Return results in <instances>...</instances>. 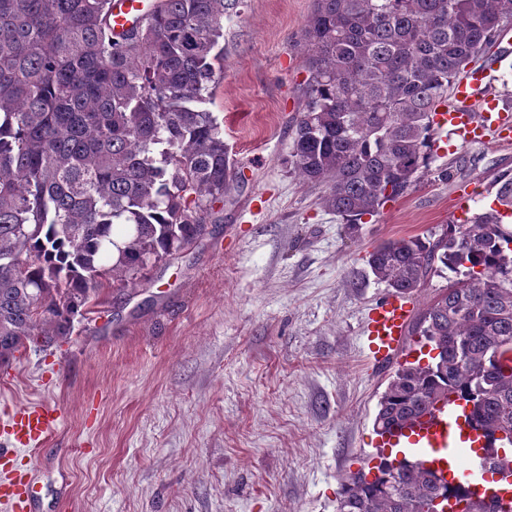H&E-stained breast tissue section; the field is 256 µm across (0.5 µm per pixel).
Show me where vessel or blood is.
Returning a JSON list of instances; mask_svg holds the SVG:
<instances>
[{
	"label": "vessel or blood",
	"instance_id": "obj_1",
	"mask_svg": "<svg viewBox=\"0 0 512 512\" xmlns=\"http://www.w3.org/2000/svg\"><path fill=\"white\" fill-rule=\"evenodd\" d=\"M154 0H111L112 29L122 32L132 22L145 15ZM487 77L485 68L472 69L457 81L453 101L439 109L434 121L448 128L463 141L497 140L512 142V110L501 106L496 99L480 96ZM415 304L412 298L398 293L385 297L369 312L366 324L365 352L377 365L388 363L406 337ZM58 417L54 410L32 405L16 410L8 434L14 445L37 447L54 430ZM466 425L464 410L458 403H440L412 425L394 431L389 438L398 454L420 459L437 475L451 477L455 484L466 487L472 498L499 496L512 498V485H488L481 481L483 457L469 449L462 433ZM8 452H0V501L23 506L30 502L35 489L31 476L12 475Z\"/></svg>",
	"mask_w": 512,
	"mask_h": 512
}]
</instances>
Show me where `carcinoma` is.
I'll return each instance as SVG.
<instances>
[{
	"instance_id": "obj_1",
	"label": "carcinoma",
	"mask_w": 512,
	"mask_h": 512,
	"mask_svg": "<svg viewBox=\"0 0 512 512\" xmlns=\"http://www.w3.org/2000/svg\"><path fill=\"white\" fill-rule=\"evenodd\" d=\"M242 0H161L120 38L110 0H0V363L70 335L90 297L136 292L141 273L196 243L234 189L211 93L224 12ZM512 0H315L309 72L285 163L323 186L320 205L357 240L365 217L429 170L433 116L512 20ZM489 209L381 243L375 280L414 293L454 274L412 333L438 351L401 364L374 419L379 435L455 396L486 447L512 429V175ZM448 483L382 457L349 476L337 512H430Z\"/></svg>"
}]
</instances>
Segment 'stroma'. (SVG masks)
I'll return each mask as SVG.
<instances>
[{
	"label": "stroma",
	"mask_w": 512,
	"mask_h": 512,
	"mask_svg": "<svg viewBox=\"0 0 512 512\" xmlns=\"http://www.w3.org/2000/svg\"><path fill=\"white\" fill-rule=\"evenodd\" d=\"M313 7L244 0L224 16V72L205 108L242 180L208 234L148 268L136 294L89 306L62 346L0 364V426L30 405L58 415L13 458L35 479L24 512H336L343 481L378 466L391 371L363 340L389 290L366 256L488 208L512 144L435 130L417 187L345 238L321 187L285 164Z\"/></svg>",
	"instance_id": "35a3bbf8"
}]
</instances>
